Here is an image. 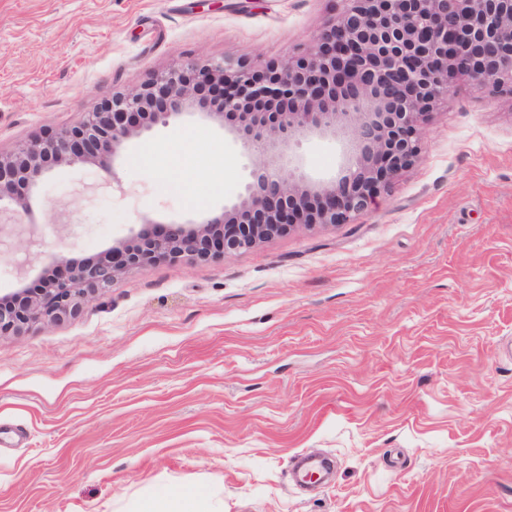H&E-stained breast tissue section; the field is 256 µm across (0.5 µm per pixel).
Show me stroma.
<instances>
[{"label": "stroma", "instance_id": "35a3bbf8", "mask_svg": "<svg viewBox=\"0 0 512 512\" xmlns=\"http://www.w3.org/2000/svg\"><path fill=\"white\" fill-rule=\"evenodd\" d=\"M331 0H0V153L182 56L283 60ZM418 159L353 224L148 263L62 322L0 338V512H512V100L459 79ZM308 174L340 151L296 147ZM223 164V181L209 172ZM250 161L218 122L157 125L114 167L0 212V294L146 221L217 215ZM334 479L305 492L295 456ZM200 502L194 494L165 493L145 503L141 512H203Z\"/></svg>", "mask_w": 512, "mask_h": 512}]
</instances>
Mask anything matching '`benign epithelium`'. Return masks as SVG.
Masks as SVG:
<instances>
[{"mask_svg": "<svg viewBox=\"0 0 512 512\" xmlns=\"http://www.w3.org/2000/svg\"><path fill=\"white\" fill-rule=\"evenodd\" d=\"M460 77L512 98V0H339L285 61L185 57L77 125L0 155V202L23 210L55 168L105 166L127 140L191 111L220 121L250 158L244 193L221 214L143 231L86 264H57L36 296L1 295L0 336L75 315L143 263L207 260L287 229L354 223L415 162L428 117ZM313 136L345 144L328 181L306 176L290 153L293 140Z\"/></svg>", "mask_w": 512, "mask_h": 512, "instance_id": "7a95c632", "label": "benign epithelium"}]
</instances>
